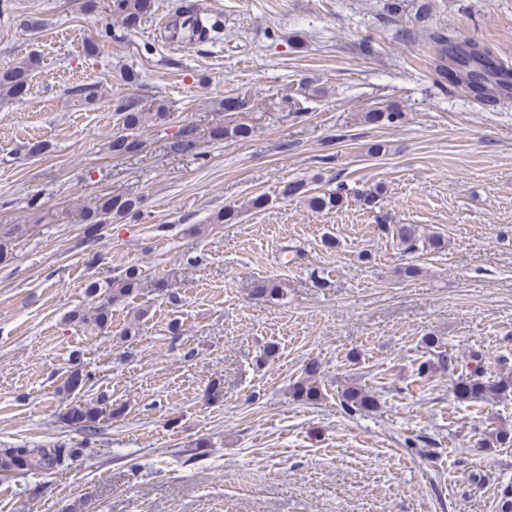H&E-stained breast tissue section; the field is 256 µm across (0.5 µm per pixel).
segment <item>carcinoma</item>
Masks as SVG:
<instances>
[{"label":"carcinoma","instance_id":"1","mask_svg":"<svg viewBox=\"0 0 512 512\" xmlns=\"http://www.w3.org/2000/svg\"><path fill=\"white\" fill-rule=\"evenodd\" d=\"M151 0H109L108 17L121 20L130 25L134 19L141 20L148 15ZM433 49V66L442 77H448V66H453L456 76L461 79L466 88L475 85L478 90L474 97L486 102L492 101L497 95L505 96L512 93V70L499 62L493 52L486 46L468 40H460L444 28L422 26L417 30ZM32 72V62L24 61L4 72H0V92L8 97L20 98L29 86ZM117 111L123 115L126 134L112 139L109 149L116 156L131 154L139 150L141 141L136 131L140 129L142 119L139 99L129 95L117 104ZM172 151L176 153H192L197 149V137L194 128L185 127L180 138L172 143ZM342 191L312 195L308 197V205L313 210L337 207L342 202ZM139 211L137 202L122 196H103L91 207H85L78 213V223L86 225L90 239L98 238L96 232L103 229L110 219L135 216ZM393 235L399 241L416 245V229L411 224H396ZM142 272L130 267L124 276L113 281L107 288L111 297L130 296L142 288ZM472 366H463L457 386V398L463 401L492 399L501 400L512 398V373H487L483 358L479 355L470 359ZM318 367L310 364L303 376L292 384L291 396L297 402L309 404L322 397L321 388L316 377ZM343 408L348 412L360 411L374 404V397L361 388H347L342 393ZM105 410L99 406L78 403L68 408L64 418L79 425L86 435V440L97 435L96 422L104 416ZM77 454V449L62 440L33 448L16 446L0 450V472L8 474L19 469H39L50 471L68 465Z\"/></svg>","mask_w":512,"mask_h":512}]
</instances>
